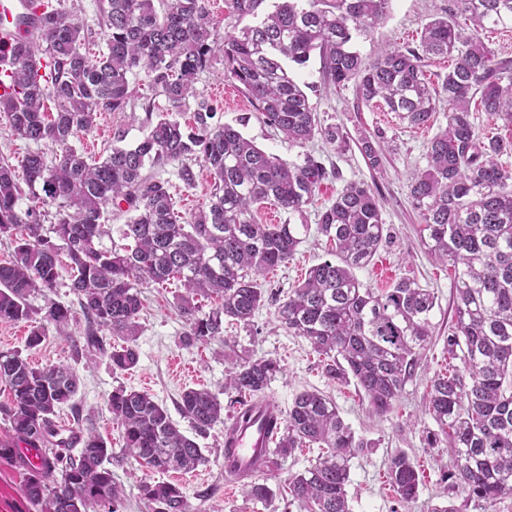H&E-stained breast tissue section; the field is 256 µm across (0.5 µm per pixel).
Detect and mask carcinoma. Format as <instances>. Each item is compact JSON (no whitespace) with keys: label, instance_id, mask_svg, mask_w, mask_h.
I'll list each match as a JSON object with an SVG mask.
<instances>
[{"label":"carcinoma","instance_id":"carcinoma-1","mask_svg":"<svg viewBox=\"0 0 512 512\" xmlns=\"http://www.w3.org/2000/svg\"><path fill=\"white\" fill-rule=\"evenodd\" d=\"M389 3L226 0L229 16L250 22L222 35L209 0H97L106 51L92 60L84 25L58 0L42 17L40 34L14 43L8 64L0 66V85L10 89L0 95V121L38 145L23 159L24 188L14 166L0 159V239L13 246L11 258L0 262V323L28 324L30 349L46 338L47 326L67 337L69 325L80 324L74 350L107 356L115 372L138 363L142 289L151 285L181 282L184 292L174 305L185 322L180 343L187 348L224 337L226 320L251 325L264 304L258 278L294 255L300 230L309 229L307 208L330 176L306 144L318 135L338 152L350 146L341 126L321 123L292 74L290 65H304L316 51L326 83L355 82L364 102L411 126L430 124L437 106L447 107L446 127L427 143V167L408 185L422 220V245L450 267L455 294L448 356L460 365L431 379L427 409L448 443L449 477L462 502L434 512H464L472 501L490 512L512 496V169L499 161L512 152V141L481 137L470 102L479 95L484 111L512 126V60L493 62L482 38L487 29L512 28V0H450L445 15L424 26L417 47L387 48L367 63L356 41L385 20ZM459 15L467 27L456 25ZM430 56L450 61L437 85L423 70ZM218 61L263 121L303 152L287 160L258 148L235 127L215 124V108L205 101L197 105L195 126L179 121L198 75ZM138 71L169 104L157 113L146 106L144 137L127 144L119 128L110 152L98 158L72 145L99 113L126 111L133 97L129 76ZM47 101L54 106L51 117ZM381 139L365 133L357 139L373 169L384 156ZM191 158L209 171L211 202L181 224L167 182L145 169L176 162L179 179L192 187ZM26 193L36 205L24 209ZM271 198L302 223H258L254 205ZM124 203L126 222L109 223L107 208ZM317 232L335 243V259L307 271L278 305L277 319L323 356L330 379L354 381L369 411L383 416L421 364L435 294L406 278L376 292L355 276L385 240L381 206L369 186L347 184L318 211ZM63 256L73 271L68 303L49 298L59 286ZM34 295L45 304L33 306ZM213 295L220 304L202 311L199 298ZM105 330L122 344L107 347ZM231 364L228 387L252 401L266 397L280 371L265 357L239 356ZM0 383L11 395L0 405L6 424L0 457L15 459L25 471L26 497L42 512H120L125 504L112 474V446L81 425L73 403L80 388L75 369L39 366L18 350H1ZM65 405L73 410L74 428L57 421ZM107 406L121 425L125 452L141 466L189 472L207 462L199 444L149 394L120 387ZM177 408L199 436L224 422V404L204 388L185 389ZM233 439L230 426L224 471L242 483L246 496L270 501L272 490L253 480V471L234 469ZM313 444L327 452L288 475L291 499L304 512H349L350 461L371 444L356 438L329 397L297 394L275 448L255 464L278 468ZM386 472L400 502H414L420 476L409 454H391ZM138 491L147 512H190L177 483L144 479Z\"/></svg>","mask_w":512,"mask_h":512}]
</instances>
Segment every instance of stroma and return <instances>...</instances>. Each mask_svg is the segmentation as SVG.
<instances>
[{"mask_svg": "<svg viewBox=\"0 0 512 512\" xmlns=\"http://www.w3.org/2000/svg\"><path fill=\"white\" fill-rule=\"evenodd\" d=\"M448 0H391L385 21L373 33L357 43L365 61H372L381 49L393 46L417 45L423 26L432 18L443 15ZM294 73L309 102L321 120L343 126L350 137L363 133H382L390 148L385 153L383 166L372 170L357 147L337 153L321 138L307 143V151L320 157L334 178L323 182L307 218H314L317 210L335 199L338 192L351 182H362L371 187L378 197L382 219L389 239L383 244L370 265L356 270V277L375 291L390 288L396 280L408 277L432 289L437 305L432 314L433 336L425 351V358L417 373L409 380L393 410L386 416L372 415L366 398L354 384H342L329 379L320 356L310 342L286 331L276 318L277 307L305 277L308 269L328 259L330 246L325 237L309 230L294 256L261 278L266 290V301L256 312L251 326L225 324L223 338L202 347L186 348L178 339L185 325L173 302L179 294V282L166 287H150L142 293L144 309L141 314V334L137 340L139 361L126 372H113L107 357L75 358L70 341L48 331L45 341L37 348L25 347L26 324L0 323V349H24L36 364L45 366L64 364L75 368L80 378L76 402L81 409L84 427L100 434L112 445L114 459L112 473L126 498L125 512H147L138 499L140 479L175 481L172 472L158 473L140 468L122 451L121 430L113 420L106 402L116 387L123 386L150 394L169 411L172 420L185 435H192L190 422L181 416L176 402L187 388H204L216 394L224 405L225 416H232L237 406L235 393L225 390V371L232 359L243 354L276 359L280 372L268 391L269 398L281 409H288L294 397L305 390H315L330 397L356 437L369 443L368 449L350 462V482L347 496L350 512H432L433 508L456 500L448 472L451 460L447 444L428 447L427 432L437 424L426 408L431 378L446 372L449 365L448 325L453 315V281L447 266L437 262L423 247L417 212L410 204L407 185L413 176L427 166L426 144L447 124L445 111H438L430 125L414 127L400 121L394 113L363 104L355 84L343 87L327 85L322 75L319 55H312ZM135 91L133 101L123 112H104L95 127L80 133L74 144L88 154L97 156L110 152L115 129H124L127 143H135L143 136L140 124L144 116L142 105L152 102L155 111H163L167 102L148 85L144 72L130 77ZM205 100L215 107L219 123L240 126L243 135L263 150L282 158L297 154L286 139L266 125L242 86L219 79L206 71L199 75L195 95L183 107L180 120L189 124L198 101ZM177 164L155 168L157 178L167 181L175 201V210L181 219H188L210 202L211 181L206 168L196 167V185L186 188L177 175ZM192 364V372L179 371L175 360ZM198 443L207 458L205 465L189 474L184 486L191 508L195 512H300L291 501L285 481L292 472H298L314 463L320 456L317 447L301 448L282 468H271L258 480L269 486L274 496L260 503L248 498L239 484L224 478V428L216 426ZM405 450L412 456L420 473V487L416 501L404 507L391 488L387 474V459L396 450ZM24 475L15 462L0 459V512H35L24 492Z\"/></svg>", "mask_w": 512, "mask_h": 512, "instance_id": "1", "label": "stroma"}]
</instances>
